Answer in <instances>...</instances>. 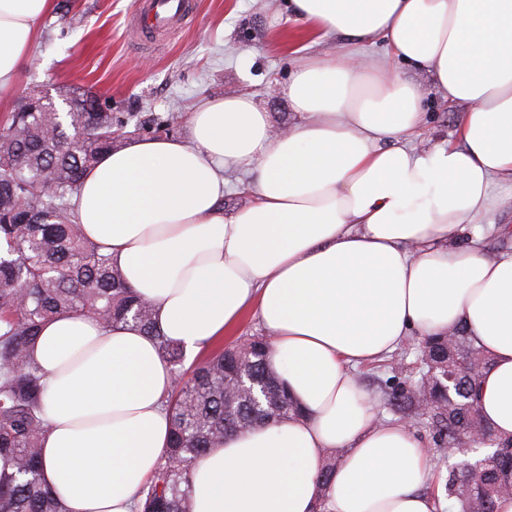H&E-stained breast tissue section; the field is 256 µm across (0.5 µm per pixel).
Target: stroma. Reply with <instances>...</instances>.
Masks as SVG:
<instances>
[{"label": "stroma", "mask_w": 512, "mask_h": 512, "mask_svg": "<svg viewBox=\"0 0 512 512\" xmlns=\"http://www.w3.org/2000/svg\"><path fill=\"white\" fill-rule=\"evenodd\" d=\"M140 0H77L68 15L52 11L15 86V98L36 92L62 105L66 88L86 86L110 99L113 111L144 120L190 114L211 95L256 93L274 125L296 115L285 95L302 58L335 46L289 19L286 0H188L187 17L162 32L136 26ZM398 71L425 91L421 137L452 139L461 108L437 92L430 74L401 63Z\"/></svg>", "instance_id": "stroma-1"}]
</instances>
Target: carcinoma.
I'll return each instance as SVG.
<instances>
[{"label":"carcinoma","instance_id":"carcinoma-1","mask_svg":"<svg viewBox=\"0 0 512 512\" xmlns=\"http://www.w3.org/2000/svg\"><path fill=\"white\" fill-rule=\"evenodd\" d=\"M75 111L56 112L30 98L0 119V512H63L41 481L45 384L31 356L42 327L59 314L82 313L106 327H134L151 337L172 368L166 400L170 440L153 476L137 492L138 512H190L192 467L214 445L239 430L270 426L297 415L299 406L270 368V338L239 336L195 365L184 349L161 335L152 304L123 281L111 258L74 223L71 201L83 175L116 148L112 131L127 122L99 111V94L74 87ZM181 115L169 112L144 134L170 132ZM490 360L461 325L453 336L424 339L416 378L393 394L412 415L415 390L428 382L433 407L425 416L447 444L482 425L477 400ZM246 373L254 391L230 404L224 378ZM493 452L476 471L451 466L437 506L458 512H496L512 485V438L491 435Z\"/></svg>","mask_w":512,"mask_h":512}]
</instances>
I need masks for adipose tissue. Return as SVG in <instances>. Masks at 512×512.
I'll use <instances>...</instances> for the list:
<instances>
[{
  "label": "adipose tissue",
  "mask_w": 512,
  "mask_h": 512,
  "mask_svg": "<svg viewBox=\"0 0 512 512\" xmlns=\"http://www.w3.org/2000/svg\"><path fill=\"white\" fill-rule=\"evenodd\" d=\"M336 49L299 63L296 115L273 131L254 93L212 97L184 138L101 157L74 199L87 239L195 354L256 321L298 402L287 422L240 431L192 470L190 512H436L434 463L410 424L382 415L356 371L410 336L466 324L491 360L485 424L512 435V252L487 215L512 185V0H288ZM53 0H0V100ZM383 40L389 59L362 53ZM427 70L463 105L452 141L422 143ZM244 175L249 201L224 191ZM43 483L66 512H133L169 435L173 375L154 342L81 314L47 323ZM341 459L329 484L325 456Z\"/></svg>",
  "instance_id": "adipose-tissue-1"
}]
</instances>
